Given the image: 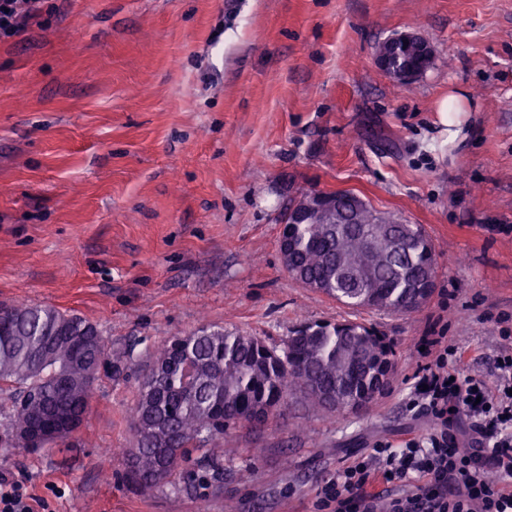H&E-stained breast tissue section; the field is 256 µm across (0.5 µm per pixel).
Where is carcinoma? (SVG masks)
<instances>
[{
  "mask_svg": "<svg viewBox=\"0 0 512 512\" xmlns=\"http://www.w3.org/2000/svg\"><path fill=\"white\" fill-rule=\"evenodd\" d=\"M336 206L311 212L303 224L288 223L292 242L286 270L296 280L349 308L408 313L434 292L436 254L416 224L375 210L348 191L328 192ZM103 338L93 323L42 305H8L0 314V386L30 402L8 408L18 428L54 414L84 422L92 384L87 365L106 355L89 350L73 361L81 344ZM192 363L187 384L183 360ZM395 348L363 323L306 324L280 344L258 336L202 328L175 336L156 351L139 383L133 414L135 446L124 450L129 484L151 488L170 479L201 443L231 427L256 428L280 414L291 398L335 413L336 397L356 396L369 407L392 379Z\"/></svg>",
  "mask_w": 512,
  "mask_h": 512,
  "instance_id": "carcinoma-1",
  "label": "carcinoma"
}]
</instances>
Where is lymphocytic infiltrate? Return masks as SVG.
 Returning <instances> with one entry per match:
<instances>
[{
  "label": "lymphocytic infiltrate",
  "instance_id": "obj_1",
  "mask_svg": "<svg viewBox=\"0 0 512 512\" xmlns=\"http://www.w3.org/2000/svg\"><path fill=\"white\" fill-rule=\"evenodd\" d=\"M46 0H0V41L21 36L46 14ZM423 363L414 376L410 407L436 427L395 451L378 444L339 469L321 490L319 512H512V349L496 363L495 384L457 377L456 345L423 336ZM474 437L461 450L455 425ZM498 474L489 484L487 472Z\"/></svg>",
  "mask_w": 512,
  "mask_h": 512
}]
</instances>
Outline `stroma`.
Here are the masks:
<instances>
[{"mask_svg": "<svg viewBox=\"0 0 512 512\" xmlns=\"http://www.w3.org/2000/svg\"><path fill=\"white\" fill-rule=\"evenodd\" d=\"M52 4L0 43V303L85 317L107 357L72 440L18 447L0 412V473L35 512H317L340 467L431 428L408 407L419 337L448 336L460 375L495 381L512 333V0ZM400 34L433 50L408 86L376 63ZM456 88L472 109L447 127L436 109ZM310 190L421 226L429 302L353 310L291 276L279 219ZM343 320L395 346L373 405L330 416L293 399L169 482L126 483L156 349L203 327L277 343Z\"/></svg>", "mask_w": 512, "mask_h": 512, "instance_id": "obj_1", "label": "stroma"}]
</instances>
